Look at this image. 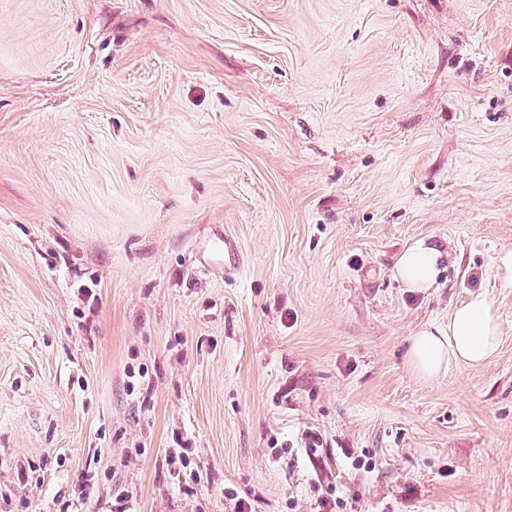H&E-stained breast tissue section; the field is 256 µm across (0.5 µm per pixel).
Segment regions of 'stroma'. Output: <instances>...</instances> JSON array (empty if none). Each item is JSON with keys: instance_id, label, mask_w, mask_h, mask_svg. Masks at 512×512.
Returning a JSON list of instances; mask_svg holds the SVG:
<instances>
[{"instance_id": "stroma-1", "label": "stroma", "mask_w": 512, "mask_h": 512, "mask_svg": "<svg viewBox=\"0 0 512 512\" xmlns=\"http://www.w3.org/2000/svg\"><path fill=\"white\" fill-rule=\"evenodd\" d=\"M504 246L512 0H0V512H512ZM442 251L424 239L418 240L398 257L395 272L408 288H429L438 273ZM500 335L487 298L474 295L452 311L447 328L429 325L411 337L409 365L425 380H441L452 367L485 364L497 352Z\"/></svg>"}]
</instances>
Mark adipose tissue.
I'll return each mask as SVG.
<instances>
[{"mask_svg": "<svg viewBox=\"0 0 512 512\" xmlns=\"http://www.w3.org/2000/svg\"><path fill=\"white\" fill-rule=\"evenodd\" d=\"M441 256L437 246L418 240L398 257L395 272L407 287H429ZM500 335L492 306L486 297L475 295L452 311L447 326L430 325L412 336L409 365L421 378L437 381L453 367L485 364L497 352Z\"/></svg>", "mask_w": 512, "mask_h": 512, "instance_id": "adipose-tissue-1", "label": "adipose tissue"}]
</instances>
